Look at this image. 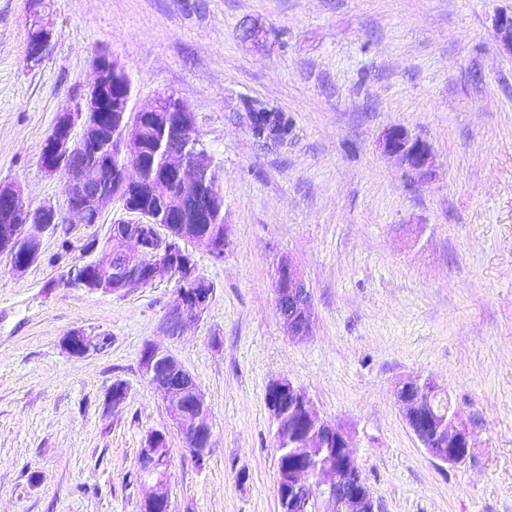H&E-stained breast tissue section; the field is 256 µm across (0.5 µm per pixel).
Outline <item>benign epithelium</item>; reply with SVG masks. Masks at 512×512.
I'll return each instance as SVG.
<instances>
[{"mask_svg": "<svg viewBox=\"0 0 512 512\" xmlns=\"http://www.w3.org/2000/svg\"><path fill=\"white\" fill-rule=\"evenodd\" d=\"M39 29L36 43L26 48L24 62L32 69L42 65L49 57L52 29L47 18V6L28 16ZM500 40L512 53V13H500L495 20ZM95 78L85 93L67 105L49 134L47 147L41 160L42 169L53 174L60 169L68 171L70 178L64 188L66 211L76 215L82 224H92L103 209L112 203V193L105 190L97 180L96 171L101 163L112 165L124 176L127 212L137 216L129 223L126 234L138 245V258L126 259L120 269V281L125 289L145 284L147 275L154 277L167 273L165 265L147 262L149 251L160 248L170 252L172 237L160 233L154 226L156 216L142 210L139 205L149 187L137 177L127 176L129 161L143 153L144 145L140 132L146 123H163L168 130L163 166L166 171L182 178L183 197L186 200L197 196L198 183L211 164L206 151L190 137L195 128L192 112L184 104L177 109L175 119L164 114L162 97L157 96L146 107L133 113V119L125 126L121 137L112 135L111 129L103 127L93 118L97 112H127L131 92H126L114 101H109L112 89V74L120 69L118 61L109 54L100 52L93 60ZM81 127L79 139L73 131ZM383 151L396 158L406 174L419 183H427L435 175V161L430 146L412 137L406 128L395 125L388 128L382 137ZM0 247L8 248L18 237L37 240L42 237L43 225L65 223L64 214L51 204L35 208L23 204L18 190L11 185H0ZM198 248L213 257L224 255V230L208 228L198 241ZM175 266L178 288L167 313L169 321L176 327L198 319L209 306V295L201 291L204 287L198 273L194 256L184 255ZM279 271L287 275L285 287L275 289V298L288 304V315L283 324L291 338H302L310 331L312 293L298 267L284 260ZM107 336L76 330L67 337L65 349L72 356H83L102 349ZM141 370L148 381L163 389L167 396L168 411L173 424L183 421L184 406L192 401L198 414L192 429L205 438V447L191 448L189 453L201 459L209 453L213 439L211 426L207 423L208 405L204 393L194 378L169 354L153 346H147ZM269 386L277 395L288 396V411L279 416L281 427L293 429L300 420L314 433L327 441V457L320 463L288 467L283 488L284 507L289 512H305L314 498L327 497L336 505V512H379L378 505L362 480L356 458L349 451L350 445L344 430L319 418L312 403L303 391L286 379L273 380ZM446 396V389L431 376L416 377L397 389L398 402L407 406L405 420L428 453L438 461L457 465L469 457L472 432L460 413L448 408L443 416L438 402ZM148 473L145 482L151 491L144 501L164 505L169 501V481L151 474L154 463L162 454L160 448L145 450Z\"/></svg>", "mask_w": 512, "mask_h": 512, "instance_id": "1", "label": "benign epithelium"}]
</instances>
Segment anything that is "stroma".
<instances>
[{
	"label": "stroma",
	"mask_w": 512,
	"mask_h": 512,
	"mask_svg": "<svg viewBox=\"0 0 512 512\" xmlns=\"http://www.w3.org/2000/svg\"><path fill=\"white\" fill-rule=\"evenodd\" d=\"M51 4V53L28 69V0H0V182L63 207L68 175L46 174L41 149L104 51L131 79L130 111L171 92L193 112L227 244L196 252L213 297L176 334L174 281L122 296L59 283L126 219L119 204L71 224L67 254L58 232L23 272L0 254V512H140L149 487L134 472L153 431L170 450L169 512H281L265 402L280 377L346 429L380 512H512V53L494 26L512 0ZM249 28L261 38L243 39ZM248 98L288 113L286 144L254 139ZM394 125L430 145L431 182L382 151ZM282 259L312 290L299 340L275 303ZM78 328L108 346L69 356ZM149 343L206 397L204 463L141 374ZM416 375L441 382L470 427L464 463L439 462L409 429L394 392Z\"/></svg>",
	"instance_id": "35a3bbf8"
}]
</instances>
